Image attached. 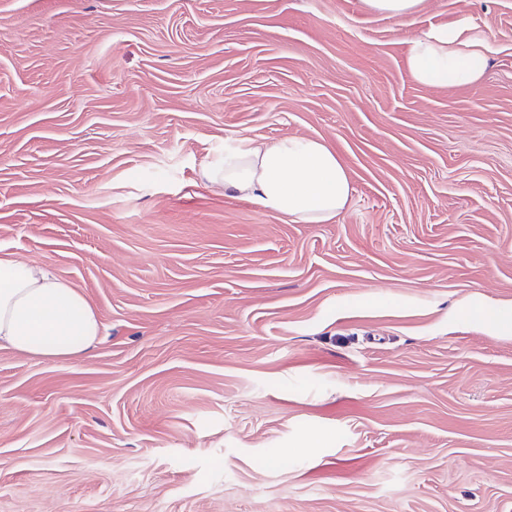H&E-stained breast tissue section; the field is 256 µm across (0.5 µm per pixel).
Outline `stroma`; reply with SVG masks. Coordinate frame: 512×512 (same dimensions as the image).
I'll use <instances>...</instances> for the list:
<instances>
[{
  "instance_id": "35a3bbf8",
  "label": "stroma",
  "mask_w": 512,
  "mask_h": 512,
  "mask_svg": "<svg viewBox=\"0 0 512 512\" xmlns=\"http://www.w3.org/2000/svg\"><path fill=\"white\" fill-rule=\"evenodd\" d=\"M240 136L326 141L341 215L201 182ZM1 250L103 335L0 348V512H512V0H0ZM424 3L425 0H362L367 11L404 22L411 21ZM408 45L409 73L427 88L474 85L486 69L490 51L486 38L467 20L432 28Z\"/></svg>"
}]
</instances>
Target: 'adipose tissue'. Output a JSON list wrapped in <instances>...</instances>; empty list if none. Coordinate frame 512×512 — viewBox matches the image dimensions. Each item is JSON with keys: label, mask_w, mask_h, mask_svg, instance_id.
<instances>
[{"label": "adipose tissue", "mask_w": 512, "mask_h": 512, "mask_svg": "<svg viewBox=\"0 0 512 512\" xmlns=\"http://www.w3.org/2000/svg\"><path fill=\"white\" fill-rule=\"evenodd\" d=\"M488 53L486 38L469 21L441 25L409 40V73L427 88L471 86ZM201 178L296 224L336 219L352 190L336 152L310 137L231 139ZM102 330L98 311L80 290L41 263L0 252V348L67 363L94 347Z\"/></svg>", "instance_id": "adipose-tissue-1"}]
</instances>
